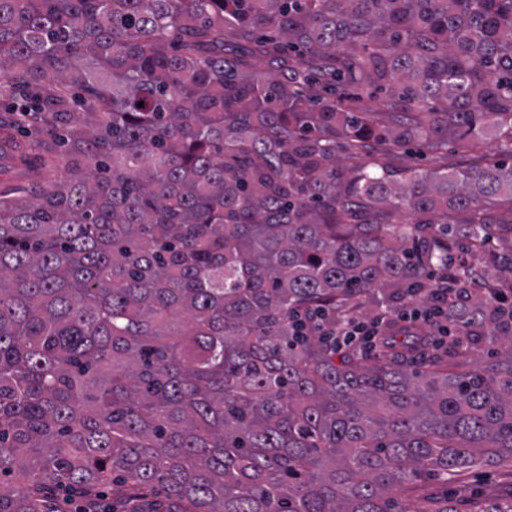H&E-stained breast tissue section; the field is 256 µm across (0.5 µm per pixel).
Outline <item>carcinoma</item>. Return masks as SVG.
Segmentation results:
<instances>
[{
  "label": "carcinoma",
  "instance_id": "obj_1",
  "mask_svg": "<svg viewBox=\"0 0 512 512\" xmlns=\"http://www.w3.org/2000/svg\"><path fill=\"white\" fill-rule=\"evenodd\" d=\"M0 81L74 157L30 200L0 189V512L107 484L162 491L152 512H458L408 490L512 464V325L448 266L512 166L373 154L486 129L512 153V0H0ZM494 263L512 284V248ZM435 268L492 359L415 365L410 332L375 363L334 350L337 315L432 297ZM377 157H382L393 168L404 166H419L423 168L441 167L442 163L434 155L426 153L420 147L411 145L397 156L385 155L383 151H376Z\"/></svg>",
  "mask_w": 512,
  "mask_h": 512
}]
</instances>
